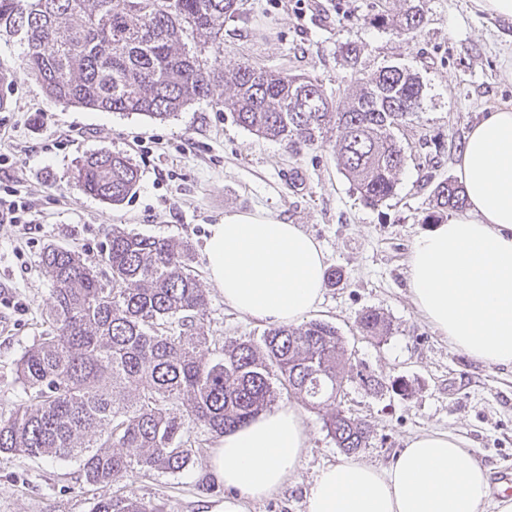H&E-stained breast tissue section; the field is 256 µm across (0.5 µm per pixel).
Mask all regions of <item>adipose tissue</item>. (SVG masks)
Listing matches in <instances>:
<instances>
[{"mask_svg":"<svg viewBox=\"0 0 512 512\" xmlns=\"http://www.w3.org/2000/svg\"><path fill=\"white\" fill-rule=\"evenodd\" d=\"M456 170L467 210L415 238L409 292L455 349L512 367L511 108L470 127ZM204 255L225 302L251 318L290 325L322 301L326 256L298 225L261 212L228 214L210 225ZM308 448L306 419L293 405L262 412L225 434L208 468L236 494L210 512H246L247 501L277 493ZM306 512H512V498H491L486 469L460 438L423 432L390 467L349 459L319 471Z\"/></svg>","mask_w":512,"mask_h":512,"instance_id":"obj_1","label":"adipose tissue"}]
</instances>
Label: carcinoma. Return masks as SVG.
I'll return each instance as SVG.
<instances>
[{
	"label": "carcinoma",
	"instance_id": "carcinoma-1",
	"mask_svg": "<svg viewBox=\"0 0 512 512\" xmlns=\"http://www.w3.org/2000/svg\"><path fill=\"white\" fill-rule=\"evenodd\" d=\"M237 2L0 0V33H21L24 69L56 104L165 121L207 101L294 155L331 146L365 205L392 198L406 163L395 130L424 110L419 77L399 65L367 77L354 71L353 92L335 101L305 73L224 61V23ZM403 2L397 15L377 13L367 24L414 37L425 14L414 0ZM197 37L203 45H189ZM73 179L114 206L134 193L139 171L126 155L100 150L78 162ZM464 205L462 187L442 179L424 222L440 224ZM103 261L108 276L72 248L44 250L49 333L15 363L27 399L0 416V456L76 461L85 482L105 490L92 512H159L108 489L136 474L182 472L195 454L193 430L232 431L283 391L326 410L324 426L346 455L367 447L372 433L336 408L348 384L376 396L408 394L403 380L388 384L354 369L329 322L273 324L258 343L210 341L208 298L183 243L115 227ZM357 324L370 338L391 334L375 309Z\"/></svg>",
	"mask_w": 512,
	"mask_h": 512
}]
</instances>
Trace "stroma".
<instances>
[{"instance_id": "stroma-1", "label": "stroma", "mask_w": 512, "mask_h": 512, "mask_svg": "<svg viewBox=\"0 0 512 512\" xmlns=\"http://www.w3.org/2000/svg\"><path fill=\"white\" fill-rule=\"evenodd\" d=\"M428 22L417 37L397 38L367 26L368 17L396 13L400 0H239L224 27V50L273 69L304 72L334 99L345 97L351 70L368 75L394 63L420 76L425 110L396 136L406 165L396 195L369 207L336 169L330 149L294 156L282 143L257 137L208 102L193 103L166 121L99 112L51 102L22 64L18 38L0 36V130L9 132L10 166L0 183L30 200L38 226L20 235L0 223V413L24 400L15 362L43 331L51 285L41 269L50 244L100 261L113 225L187 244L209 298V334L259 339L265 322L234 311L209 279L204 245L210 224L227 213H266L300 225L323 248L341 282L325 288L313 318L338 328L352 364L385 381L408 383L410 395L366 393L350 384L342 410L367 421L373 435L357 458L387 468L416 434L463 437L491 480L512 472V369L487 366L454 349L417 311L407 288L411 245L426 232L423 218L436 181L455 177L467 129L492 110L512 108V22L482 11L477 0H421ZM352 42L355 67L337 53ZM127 154L140 171L136 193L118 206L85 194L72 178L86 155ZM384 314L392 333L362 336L360 313ZM309 451L302 467L275 495L248 503L247 512H305L317 473L345 461L327 434L323 415L305 410ZM200 451L177 474L134 476L121 493L161 512H208L229 496L207 463L221 442L197 432ZM98 495L75 461L0 458V512H90Z\"/></svg>"}]
</instances>
